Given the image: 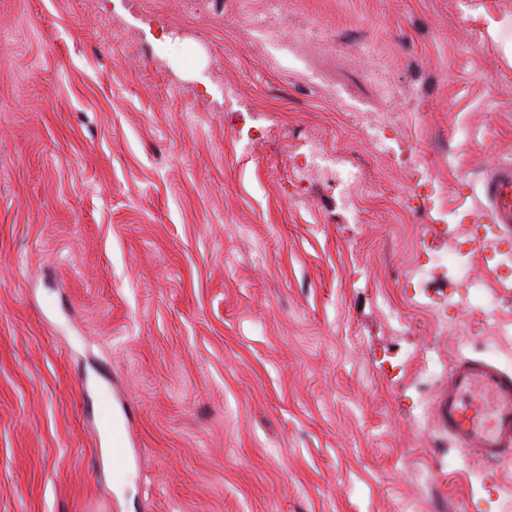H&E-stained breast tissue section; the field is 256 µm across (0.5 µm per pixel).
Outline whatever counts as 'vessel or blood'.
I'll use <instances>...</instances> for the list:
<instances>
[{"instance_id":"1","label":"vessel or blood","mask_w":512,"mask_h":512,"mask_svg":"<svg viewBox=\"0 0 512 512\" xmlns=\"http://www.w3.org/2000/svg\"><path fill=\"white\" fill-rule=\"evenodd\" d=\"M483 203L468 231L491 258L512 256V159L500 161L482 185ZM435 414L458 451L497 464L512 460V371L483 356L456 359ZM112 471L122 476L128 458L122 430L112 435Z\"/></svg>"}]
</instances>
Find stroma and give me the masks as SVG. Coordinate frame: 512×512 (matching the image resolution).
<instances>
[{"mask_svg": "<svg viewBox=\"0 0 512 512\" xmlns=\"http://www.w3.org/2000/svg\"><path fill=\"white\" fill-rule=\"evenodd\" d=\"M222 2L0 0V512H512L434 417L457 357L512 369V262L407 282L512 157V0H283L332 96ZM307 136L361 161L355 213L292 194ZM112 471L113 474L120 478L126 470V463L128 458V448L125 435L121 429L113 431L112 435Z\"/></svg>", "mask_w": 512, "mask_h": 512, "instance_id": "obj_1", "label": "stroma"}]
</instances>
